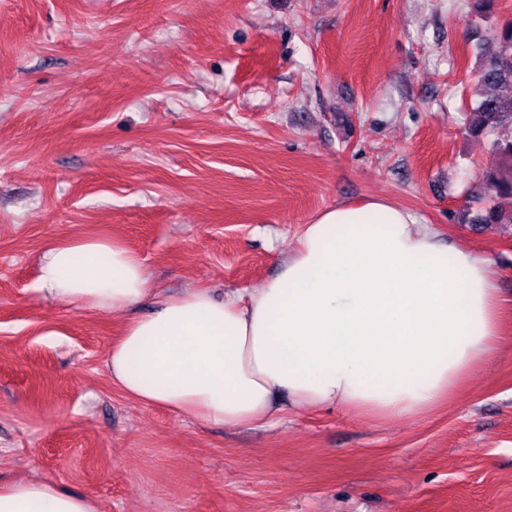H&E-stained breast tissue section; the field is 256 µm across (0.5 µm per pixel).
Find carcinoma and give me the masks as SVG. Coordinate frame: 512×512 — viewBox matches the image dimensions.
Listing matches in <instances>:
<instances>
[{
	"instance_id": "1",
	"label": "carcinoma",
	"mask_w": 512,
	"mask_h": 512,
	"mask_svg": "<svg viewBox=\"0 0 512 512\" xmlns=\"http://www.w3.org/2000/svg\"><path fill=\"white\" fill-rule=\"evenodd\" d=\"M475 71L478 84L489 93L472 108L477 120L464 121L465 130L473 137L493 138V147L508 159V166L484 175L493 196L474 197L477 207H469L460 214V222L486 228L492 224L512 223V137H495L501 127H512V24L502 28L495 46L480 52Z\"/></svg>"
}]
</instances>
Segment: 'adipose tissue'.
Instances as JSON below:
<instances>
[{"label":"adipose tissue","mask_w":512,"mask_h":512,"mask_svg":"<svg viewBox=\"0 0 512 512\" xmlns=\"http://www.w3.org/2000/svg\"><path fill=\"white\" fill-rule=\"evenodd\" d=\"M38 291L129 313L107 354L113 386L226 426L274 421L283 394L297 407L384 419L431 411L495 349L501 329L490 261L380 199L337 204L303 225L279 275L256 290L155 293L133 250L89 238L47 247ZM0 512L101 506L27 477L0 484Z\"/></svg>","instance_id":"adipose-tissue-1"}]
</instances>
